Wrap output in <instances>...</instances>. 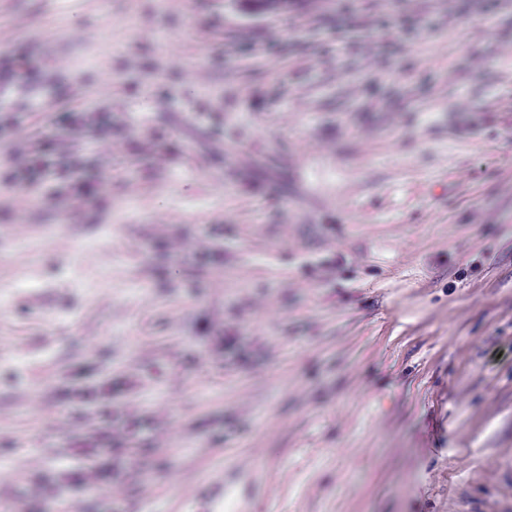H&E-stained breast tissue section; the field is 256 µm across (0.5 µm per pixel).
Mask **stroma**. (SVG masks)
Segmentation results:
<instances>
[{"mask_svg":"<svg viewBox=\"0 0 512 512\" xmlns=\"http://www.w3.org/2000/svg\"><path fill=\"white\" fill-rule=\"evenodd\" d=\"M8 66L0 512H512V0H0Z\"/></svg>","mask_w":512,"mask_h":512,"instance_id":"35a3bbf8","label":"stroma"}]
</instances>
